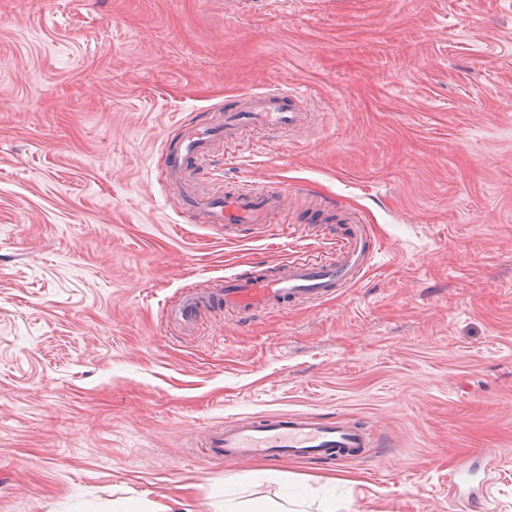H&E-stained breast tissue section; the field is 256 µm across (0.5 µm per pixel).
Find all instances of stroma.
<instances>
[{
    "mask_svg": "<svg viewBox=\"0 0 512 512\" xmlns=\"http://www.w3.org/2000/svg\"><path fill=\"white\" fill-rule=\"evenodd\" d=\"M276 88L309 125L249 130L215 181L284 188L241 242L162 178L181 120ZM360 284L204 336L178 288L327 250ZM269 411L359 420L362 461L210 456ZM500 458L477 502L459 460ZM512 512V0H0V512ZM500 457L495 451H488L481 457L480 464L482 465V479L475 485L470 482L468 477L470 473V464L461 463L448 478V498L457 500L462 497H471L477 494L488 481L490 475L498 467Z\"/></svg>",
    "mask_w": 512,
    "mask_h": 512,
    "instance_id": "obj_1",
    "label": "stroma"
}]
</instances>
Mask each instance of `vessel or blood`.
Masks as SVG:
<instances>
[{
  "label": "vessel or blood",
  "instance_id": "1",
  "mask_svg": "<svg viewBox=\"0 0 512 512\" xmlns=\"http://www.w3.org/2000/svg\"><path fill=\"white\" fill-rule=\"evenodd\" d=\"M301 102L297 93L275 90L252 95L247 108L228 106L204 122L182 121L176 141L165 151L163 172L181 182L186 209L197 212L205 223L223 225L228 231L253 225L278 233L280 227L273 219L282 212L284 195L280 190L252 184L227 189L215 183L201 194L192 181L205 177L214 157L233 150L244 131L255 127L283 131L303 124L308 113ZM310 220L316 224L342 222L348 231L338 235L335 250L293 258L282 264L279 274H267L264 266L250 263L225 276L219 287L190 284L179 289L166 308L165 323L193 334L219 313L235 316L245 325L288 302L317 303L358 282L374 253L373 240L360 215L352 209L338 211L328 203L312 212ZM371 445L369 433L355 421L308 411L269 412L208 431L212 454L227 461L285 457L361 460ZM469 475L470 466L464 462L449 476L450 499L478 493L479 487L470 482Z\"/></svg>",
  "mask_w": 512,
  "mask_h": 512
}]
</instances>
